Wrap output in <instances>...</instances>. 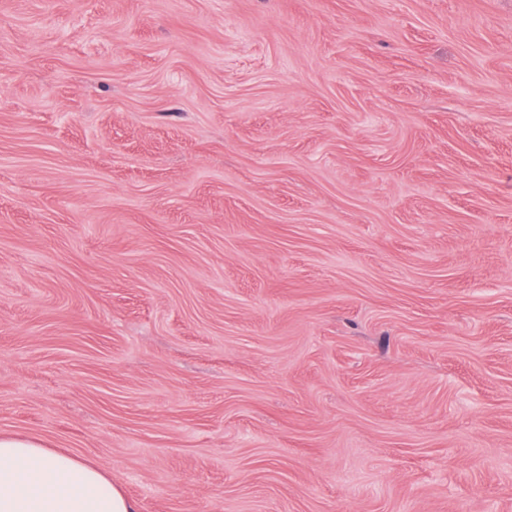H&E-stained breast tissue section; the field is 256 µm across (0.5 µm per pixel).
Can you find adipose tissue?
I'll return each mask as SVG.
<instances>
[{
    "label": "adipose tissue",
    "mask_w": 512,
    "mask_h": 512,
    "mask_svg": "<svg viewBox=\"0 0 512 512\" xmlns=\"http://www.w3.org/2000/svg\"><path fill=\"white\" fill-rule=\"evenodd\" d=\"M0 512H137L95 465L34 436L0 435Z\"/></svg>",
    "instance_id": "1"
}]
</instances>
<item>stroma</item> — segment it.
I'll use <instances>...</instances> for the list:
<instances>
[{"label": "stroma", "mask_w": 512, "mask_h": 512, "mask_svg": "<svg viewBox=\"0 0 512 512\" xmlns=\"http://www.w3.org/2000/svg\"><path fill=\"white\" fill-rule=\"evenodd\" d=\"M0 433L138 512H512V0H0Z\"/></svg>", "instance_id": "1"}]
</instances>
